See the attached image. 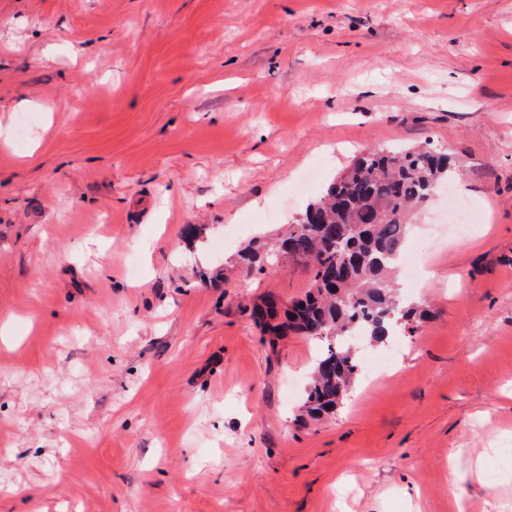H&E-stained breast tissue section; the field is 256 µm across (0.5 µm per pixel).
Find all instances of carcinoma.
Listing matches in <instances>:
<instances>
[{
	"instance_id": "carcinoma-1",
	"label": "carcinoma",
	"mask_w": 512,
	"mask_h": 512,
	"mask_svg": "<svg viewBox=\"0 0 512 512\" xmlns=\"http://www.w3.org/2000/svg\"><path fill=\"white\" fill-rule=\"evenodd\" d=\"M448 153L427 144L371 150L329 183L273 244L255 241L236 254L249 269L292 258L309 275L301 297L282 302L264 298L253 310L257 325L277 339L303 336L326 343L317 355L306 390L311 417L336 412L359 373V354L346 339L356 328L372 346L410 333L425 311L401 307L391 276L410 216L430 192L448 180Z\"/></svg>"
}]
</instances>
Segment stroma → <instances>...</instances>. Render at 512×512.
I'll use <instances>...</instances> for the list:
<instances>
[{"instance_id":"35a3bbf8","label":"stroma","mask_w":512,"mask_h":512,"mask_svg":"<svg viewBox=\"0 0 512 512\" xmlns=\"http://www.w3.org/2000/svg\"><path fill=\"white\" fill-rule=\"evenodd\" d=\"M426 143L472 230L303 417L234 256ZM0 512H512V0H0Z\"/></svg>"}]
</instances>
